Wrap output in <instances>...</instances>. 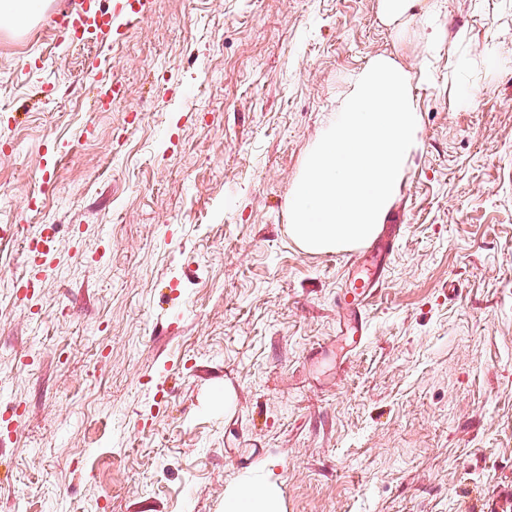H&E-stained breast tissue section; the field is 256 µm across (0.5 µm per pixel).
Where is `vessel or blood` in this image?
Returning <instances> with one entry per match:
<instances>
[{
	"instance_id": "1",
	"label": "vessel or blood",
	"mask_w": 512,
	"mask_h": 512,
	"mask_svg": "<svg viewBox=\"0 0 512 512\" xmlns=\"http://www.w3.org/2000/svg\"><path fill=\"white\" fill-rule=\"evenodd\" d=\"M152 0H113L111 8L101 0H77L73 9L51 15V28L59 41L76 39L119 40L117 18L142 19L151 10ZM397 227H387L382 237L361 251L346 254L347 278L341 291L343 308L340 334L350 347H358L366 334L365 308L384 284V264L397 236Z\"/></svg>"
}]
</instances>
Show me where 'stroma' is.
I'll use <instances>...</instances> for the list:
<instances>
[{
  "mask_svg": "<svg viewBox=\"0 0 512 512\" xmlns=\"http://www.w3.org/2000/svg\"><path fill=\"white\" fill-rule=\"evenodd\" d=\"M0 28V512H512V0H152L122 40ZM379 57L420 146L364 343L288 233L303 164ZM121 82L93 105L89 88ZM468 89L460 98L459 86ZM56 227V225H53L51 227V234H44L45 229H42L37 234L30 236L31 239L37 240L38 242L37 249L35 251L30 249V247L26 245V249L30 254L31 258H33V256L36 254L40 256L42 261V272L48 271L54 263V251L52 248V241L56 232ZM225 512H283L277 482L267 475L261 480H245L224 497Z\"/></svg>",
  "mask_w": 512,
  "mask_h": 512,
  "instance_id": "35a3bbf8",
  "label": "stroma"
}]
</instances>
